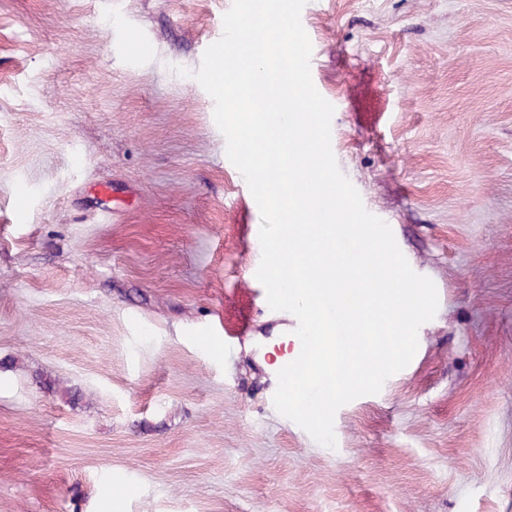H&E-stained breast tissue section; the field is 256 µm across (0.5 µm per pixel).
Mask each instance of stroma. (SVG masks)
Returning <instances> with one entry per match:
<instances>
[{"instance_id":"stroma-1","label":"stroma","mask_w":512,"mask_h":512,"mask_svg":"<svg viewBox=\"0 0 512 512\" xmlns=\"http://www.w3.org/2000/svg\"><path fill=\"white\" fill-rule=\"evenodd\" d=\"M231 3L0 0V512H512V0L302 10L337 164L439 299L332 448L274 408L297 320L192 76Z\"/></svg>"}]
</instances>
